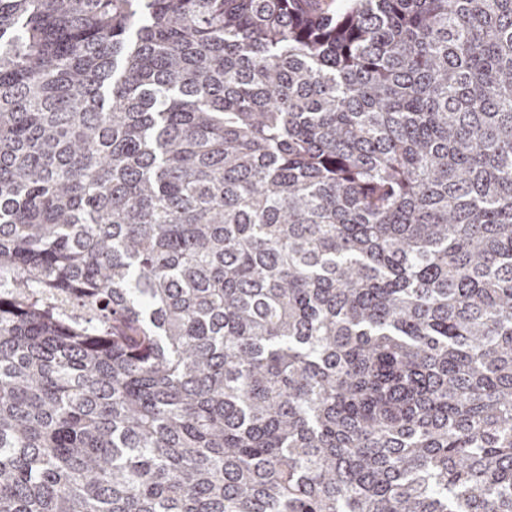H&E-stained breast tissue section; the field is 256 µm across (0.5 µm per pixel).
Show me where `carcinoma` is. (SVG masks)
<instances>
[{"label":"carcinoma","mask_w":512,"mask_h":512,"mask_svg":"<svg viewBox=\"0 0 512 512\" xmlns=\"http://www.w3.org/2000/svg\"><path fill=\"white\" fill-rule=\"evenodd\" d=\"M0 512H512V0H0Z\"/></svg>","instance_id":"cac0c4a2"}]
</instances>
